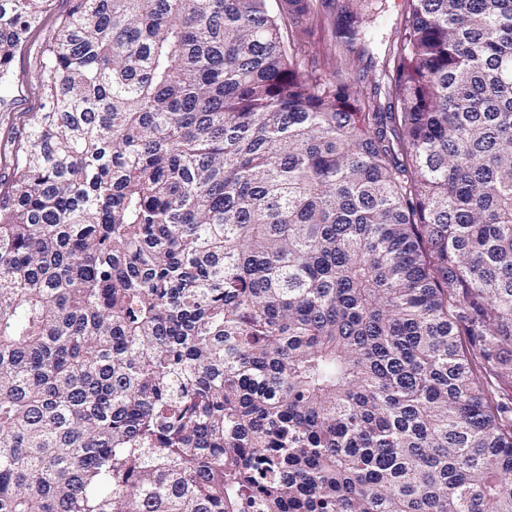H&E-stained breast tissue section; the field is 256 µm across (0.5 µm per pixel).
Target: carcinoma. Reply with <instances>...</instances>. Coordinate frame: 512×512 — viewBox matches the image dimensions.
<instances>
[{
	"label": "carcinoma",
	"instance_id": "cac0c4a2",
	"mask_svg": "<svg viewBox=\"0 0 512 512\" xmlns=\"http://www.w3.org/2000/svg\"><path fill=\"white\" fill-rule=\"evenodd\" d=\"M335 36L357 57L375 0ZM0 190V512H512V0H70ZM52 0H0V84ZM319 17L312 26V34L306 43L305 61L309 68L317 71L327 69L332 61L337 65H344L346 48L334 36V26L341 15V8L345 0H318ZM386 12L380 19L374 40L369 44L370 56L351 62L349 73L364 88H370L374 82H380L384 70L390 42L396 38L403 19L404 0H386ZM383 83H381L382 85Z\"/></svg>",
	"mask_w": 512,
	"mask_h": 512
}]
</instances>
